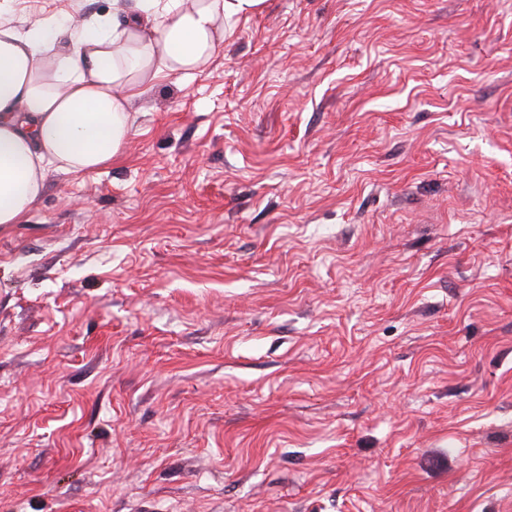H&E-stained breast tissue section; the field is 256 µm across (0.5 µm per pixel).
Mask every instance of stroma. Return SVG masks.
<instances>
[{
  "label": "stroma",
  "mask_w": 512,
  "mask_h": 512,
  "mask_svg": "<svg viewBox=\"0 0 512 512\" xmlns=\"http://www.w3.org/2000/svg\"><path fill=\"white\" fill-rule=\"evenodd\" d=\"M134 112L0 227V512H512V0H266Z\"/></svg>",
  "instance_id": "stroma-1"
}]
</instances>
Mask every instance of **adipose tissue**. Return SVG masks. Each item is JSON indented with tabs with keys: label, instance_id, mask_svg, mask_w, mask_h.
<instances>
[{
	"label": "adipose tissue",
	"instance_id": "ef3b65f1",
	"mask_svg": "<svg viewBox=\"0 0 512 512\" xmlns=\"http://www.w3.org/2000/svg\"><path fill=\"white\" fill-rule=\"evenodd\" d=\"M265 0H113L81 24L0 0V226L20 224L50 170L80 175L123 155L132 104L210 62Z\"/></svg>",
	"mask_w": 512,
	"mask_h": 512
}]
</instances>
